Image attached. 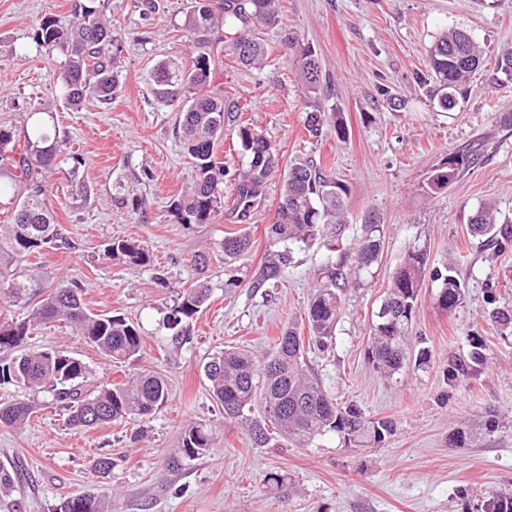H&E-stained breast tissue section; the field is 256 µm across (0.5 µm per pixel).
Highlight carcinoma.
<instances>
[{
	"label": "carcinoma",
	"instance_id": "carcinoma-1",
	"mask_svg": "<svg viewBox=\"0 0 512 512\" xmlns=\"http://www.w3.org/2000/svg\"><path fill=\"white\" fill-rule=\"evenodd\" d=\"M278 0H192L184 19L185 30L194 36L196 54L193 68L183 71L167 62L158 65L155 93L161 98H184L177 129L191 160L194 178L191 187L171 203V211L180 223L211 224L224 210V177L227 168L215 160V146L224 138V129L232 125L245 165L237 170L233 207L245 217L261 194L266 179L279 170L277 151L246 121L239 119L237 101L224 96V90L212 88L210 36L224 28V43L244 67L263 63L266 48L256 36L260 25L278 23ZM35 42L62 56L60 62V97L74 108L89 96L101 102L112 100L121 87L120 72L114 59L120 52L118 39L112 36V24L105 11V0H81L75 5L74 18L62 20L53 15L43 18L35 33ZM283 42L297 66L298 81L307 107L305 129L319 138L324 128H335L336 138L344 139L348 130L336 119V113L322 110L321 67L316 52L300 44L286 32ZM428 70L417 76L421 86L435 84L432 99L451 111L468 92V81L482 64L483 49L465 30L449 28L440 32L427 50ZM495 70L512 81V47L501 50ZM473 155L451 153L431 177L432 190H441L470 163ZM0 163L8 166V181H0V198L13 204L12 222L0 225V298L19 303L28 296L29 281L17 273L27 257L48 249L73 248L56 222L48 203L49 177L62 173L75 188L76 197L91 191L79 178L81 155L68 150L61 138L53 113L40 107L28 114L25 126L0 122ZM349 186L326 175L311 159L296 158L284 170L280 202L267 235L271 245L323 242L331 252L336 244L338 225L344 223L343 198ZM501 211L493 203H483L471 218V230L481 235L497 236ZM380 225L371 221L362 226L356 247V261L363 269L372 264L380 250ZM224 260L232 261L250 248L246 234L227 235L220 242ZM105 256L125 263L148 267L151 258L140 243L117 239L107 244ZM286 254L269 253L260 276L252 283L261 288L281 276ZM199 278L178 294L163 312L158 327L177 342L190 338L196 315L210 299L211 286L200 277L206 259L194 260ZM342 259L328 260L320 268L322 284L313 293L301 321L309 336L303 337L296 324L288 325L274 339L273 351L264 362L256 361L245 349L230 347L212 357L203 366L213 399L224 418L245 419L260 408L264 421L280 434L299 443L328 432L344 440L362 439L379 443L393 431L390 419L369 421L355 406L341 407L322 385L306 373V355L311 346L323 350L336 330L341 299L336 281L341 277ZM439 283V305L455 309L463 294V282L454 268L445 265L427 270L424 249H408L403 263L395 271L387 296L380 308L384 315L373 323L368 358L377 371L392 376L409 359L408 330L425 278ZM83 287L75 281H62L42 299L30 317L16 321L0 314V386L14 384L35 393L47 392L66 404L68 421L75 428H94L150 416L168 400L163 378L152 372H135L118 382L88 383L90 369L65 349L28 348L30 334L37 325L63 321L84 337L106 359L116 363L138 360L142 349V327L121 315L90 313L83 302ZM481 351L469 360H451L446 378L457 383L468 376L472 366L482 361ZM33 413L27 402L0 404V424L6 427L23 423ZM214 445L212 431L202 425L183 429L179 453L184 458L205 454ZM55 512H109L99 494L85 492L63 499ZM485 512H512V497L493 493Z\"/></svg>",
	"mask_w": 512,
	"mask_h": 512
}]
</instances>
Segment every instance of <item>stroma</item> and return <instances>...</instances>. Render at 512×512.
<instances>
[{
    "label": "stroma",
    "mask_w": 512,
    "mask_h": 512,
    "mask_svg": "<svg viewBox=\"0 0 512 512\" xmlns=\"http://www.w3.org/2000/svg\"><path fill=\"white\" fill-rule=\"evenodd\" d=\"M156 2L150 12L145 0H112L122 88L110 103L90 97L76 110L58 94L60 55L33 40L43 17L71 18L75 0H0V119L23 125L37 104L55 113L68 147L85 160L81 175L91 190L89 201L74 200L63 175L52 176L48 202L74 247L29 256L23 270L38 297L77 279L89 311L124 315L144 330L131 368L106 360L60 322L39 328L30 344L69 350L89 366L95 384L135 369L161 374L169 390L166 404L146 420L82 430L67 424L51 394L0 387V403L37 405L23 425H0V465L21 471L10 495L18 512H54L61 498L88 490L106 495L110 512H481L487 491L512 496V327L492 317L512 310V230L491 239L469 224L488 200L512 217V125L503 122L512 113V83L491 82L496 56L512 46V0H279V26L261 33L267 59L260 68L238 65L222 46L211 55L215 85L244 105L245 119L271 142L281 165L309 156L347 183L343 245L354 243L369 220L383 229L370 267L346 260L332 345L308 356L311 375L338 404L394 421V433L373 448L333 432L303 445L278 440L259 447L247 425L224 419L209 394L202 371L208 357L231 346L265 357L274 337L299 322L327 250L318 242L295 247L277 281L253 288L270 250L276 173L247 220L227 210L211 224L178 222L169 205L190 185L193 169L176 132L179 106L156 96L152 73L163 59L191 68L196 51L183 27L191 0ZM447 27L470 33L485 58L466 101L449 112L417 83L427 48ZM286 29L316 51L322 105L341 114L346 139L331 130L315 138L305 129L304 97L281 42ZM383 87L399 106L384 100ZM463 150L474 160L448 187L432 191L435 169ZM230 232L250 233L251 247L228 263L219 244ZM115 238L141 243L150 267L106 259ZM413 244L426 249L430 266L454 267L464 295L447 311L437 284L424 282L410 350L424 352L426 361L388 378L372 367L367 348L392 274ZM199 253L209 258L213 290L189 342L176 345L157 321L193 278L190 261ZM477 346L483 363L449 384V360L468 358ZM192 422L212 427V450L169 464ZM458 429L471 438L455 446L448 437ZM101 456L114 462L105 477L92 470ZM272 474L284 483L270 485Z\"/></svg>",
    "instance_id": "stroma-1"
}]
</instances>
